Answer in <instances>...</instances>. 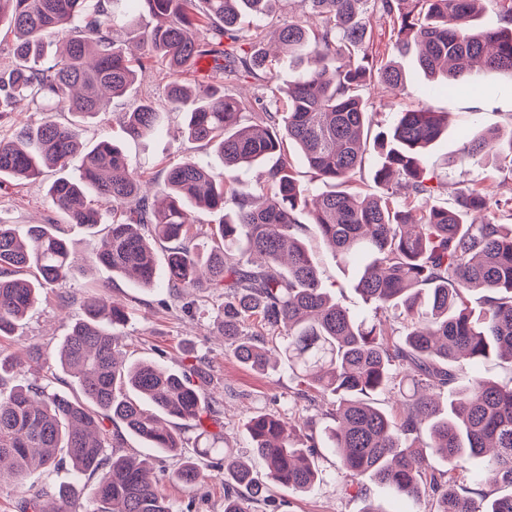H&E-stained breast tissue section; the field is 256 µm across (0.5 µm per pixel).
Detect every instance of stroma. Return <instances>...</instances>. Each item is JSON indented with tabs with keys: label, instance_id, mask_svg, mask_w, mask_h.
Returning <instances> with one entry per match:
<instances>
[{
	"label": "stroma",
	"instance_id": "obj_1",
	"mask_svg": "<svg viewBox=\"0 0 512 512\" xmlns=\"http://www.w3.org/2000/svg\"><path fill=\"white\" fill-rule=\"evenodd\" d=\"M302 12L301 0H281L272 17L265 21L264 45L277 55L268 88L279 95L284 94L296 72L291 54L278 47L274 31L284 19ZM371 41L385 59L397 62L409 78L407 89L401 95L381 86L367 89L375 113L372 132L389 127L397 112L411 106L424 104L448 116L447 133L426 151L427 173L440 185L433 203L453 206L455 189L473 184L493 195L511 191L512 168L495 156H477L464 163L459 162L458 157L463 143L472 136H495L503 143L512 137V74L477 67L466 84L455 92L433 95L429 92L432 82L419 69L415 53L400 55L391 51L390 28L385 20L373 18ZM167 82L165 71L151 67L145 78L135 82L123 96L112 98L106 112L100 113L83 131L82 141L91 144L102 139L118 140L132 166L147 180L163 179L168 166L188 157L208 164L215 173H223L224 162L213 147L185 138L183 114L166 100ZM146 98L154 101L163 112V131L152 139H135L122 130L123 114ZM56 176V171L49 169L39 179L10 187L0 194V217L22 232L33 224L55 222L75 252L88 253L98 239L97 234L86 227L67 223L64 215L48 200L47 186ZM307 246L317 260L325 283L334 286L337 299L355 315H367L369 309L355 290L352 272L338 266L330 249L315 235H308ZM93 283L113 300L130 308V320L121 330L126 361H155L186 372L202 368L206 379L201 392L219 410L224 422L222 447L250 459L255 469H263V462L253 457L249 448L246 421L253 412L260 410L286 417L299 416L305 403L296 399V384L287 367L259 373L234 357L221 333L223 300L218 295L196 301L186 309L165 288L144 290L126 278L112 276L102 267L90 273L79 271L62 287L42 290L38 304L15 334L0 339V354L8 356L33 344L50 354L55 352L79 317L80 305ZM64 294L70 296L69 304L61 303L60 297ZM185 438L189 449L201 452L200 466L207 479L192 486L179 483L172 478L179 466L178 459L162 453L154 455L156 468L161 472L163 492L173 512H224V475L215 467V456L204 455L206 440L197 430H187ZM321 468L322 479L309 492L275 490L274 495L281 503L278 512H365L370 505L380 512L430 510L427 499L402 500L377 484L369 485L365 495L356 494L338 469L331 451H324Z\"/></svg>",
	"mask_w": 512,
	"mask_h": 512
}]
</instances>
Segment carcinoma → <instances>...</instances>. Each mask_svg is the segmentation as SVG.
Masks as SVG:
<instances>
[{"instance_id": "cac0c4a2", "label": "carcinoma", "mask_w": 512, "mask_h": 512, "mask_svg": "<svg viewBox=\"0 0 512 512\" xmlns=\"http://www.w3.org/2000/svg\"><path fill=\"white\" fill-rule=\"evenodd\" d=\"M119 2L0 0V28L13 36L15 59L0 77V185L54 169L51 203L69 223L92 229L102 223L99 203L111 205L105 234L81 258L52 224L21 236L0 219V336L12 335L41 289L66 283L80 267H106L142 288L162 280L177 298L217 293L224 342L241 364L262 373L280 362L299 398L312 390L330 398L318 419L299 423L266 411L249 418L252 452L267 471L224 453V512H252L271 485L312 489L323 448L336 453L358 494L375 482L395 495L428 498L430 512H512V381L475 376L457 387L468 364L494 356L512 366V228L467 220L492 205L512 211V194L492 201L473 187L457 191L453 207L431 203L424 153L446 123L424 105L399 112L381 135L372 175L382 194L348 189L365 166L364 130L372 122L362 91L372 82L407 84L401 68L369 52L370 16L390 20L394 48H418L420 68L447 78L435 89L452 92L475 66L512 73V0L481 31L471 18L482 0H306L320 25L299 17L277 28L302 69L283 98L262 94L252 102L224 92V83L265 81L271 60L260 46L240 55L237 24L245 13L263 18L272 0H137L139 13L155 21L146 58L169 74L168 102L185 113V136L224 159L222 175L192 158L170 167L154 202L112 140L87 147L78 174L67 173L80 127L104 110L106 95L124 94L147 68L112 37ZM206 55L224 58L214 66L222 81L179 79ZM19 100L55 105L70 119L18 126ZM162 121L144 101L127 113L125 130L152 138ZM287 144L326 190L309 193L287 161L265 167ZM487 147L485 138L469 140L460 160ZM239 169L257 171L256 183L235 175ZM396 176L412 190L402 201L392 193ZM192 208L223 214L221 223L195 225ZM301 211L336 262L354 271L373 317L353 316L325 287ZM200 236L208 247L193 245ZM159 241L172 244L162 274ZM474 291L483 293L478 310L469 305ZM128 318L127 307L105 295L84 300L83 317L56 352L75 379L74 396L48 390L36 375L7 386L22 361L0 357V484L66 461L79 476H97L84 498L72 485L30 487L19 512H45L49 497L57 499L53 512H89V503L102 512H173L149 478L150 458L117 451L106 420L170 455L183 450L176 420L194 423L212 447L222 438L224 422L185 373L126 363L117 329ZM383 392L402 397L399 421L379 406ZM444 392L454 394L446 411L437 398ZM430 453L445 468H431ZM199 477L190 458L177 473L186 485Z\"/></svg>"}]
</instances>
